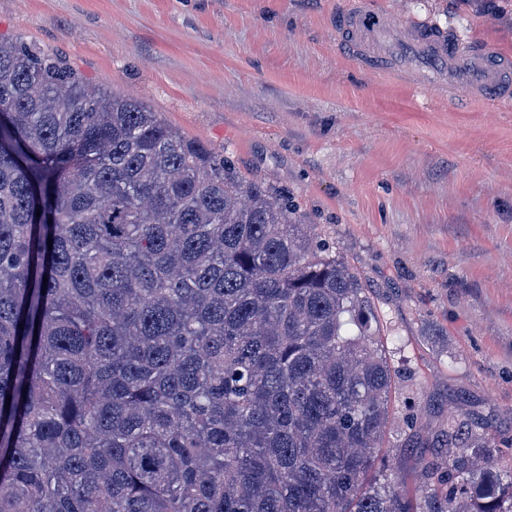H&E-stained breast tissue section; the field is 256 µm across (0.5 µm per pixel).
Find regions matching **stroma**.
I'll list each match as a JSON object with an SVG mask.
<instances>
[{
	"label": "stroma",
	"instance_id": "obj_1",
	"mask_svg": "<svg viewBox=\"0 0 512 512\" xmlns=\"http://www.w3.org/2000/svg\"><path fill=\"white\" fill-rule=\"evenodd\" d=\"M347 2L0 0V36L288 192L371 289L396 372L383 448L411 488L449 412L512 438V108L363 71L336 47ZM362 2L512 59V0Z\"/></svg>",
	"mask_w": 512,
	"mask_h": 512
}]
</instances>
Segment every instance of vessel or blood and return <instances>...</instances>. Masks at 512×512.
I'll return each instance as SVG.
<instances>
[{"label": "vessel or blood", "mask_w": 512, "mask_h": 512, "mask_svg": "<svg viewBox=\"0 0 512 512\" xmlns=\"http://www.w3.org/2000/svg\"><path fill=\"white\" fill-rule=\"evenodd\" d=\"M336 45L367 72H391L425 90L433 86V71L455 68L463 86L452 89V96L493 107L512 104V60L453 34L417 24L396 39L378 13L356 5L337 14Z\"/></svg>", "instance_id": "b4317fda"}]
</instances>
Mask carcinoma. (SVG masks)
Segmentation results:
<instances>
[{"label":"carcinoma","mask_w":512,"mask_h":512,"mask_svg":"<svg viewBox=\"0 0 512 512\" xmlns=\"http://www.w3.org/2000/svg\"><path fill=\"white\" fill-rule=\"evenodd\" d=\"M378 335L284 191L0 39V512H512L467 418L388 473Z\"/></svg>","instance_id":"cac0c4a2"}]
</instances>
